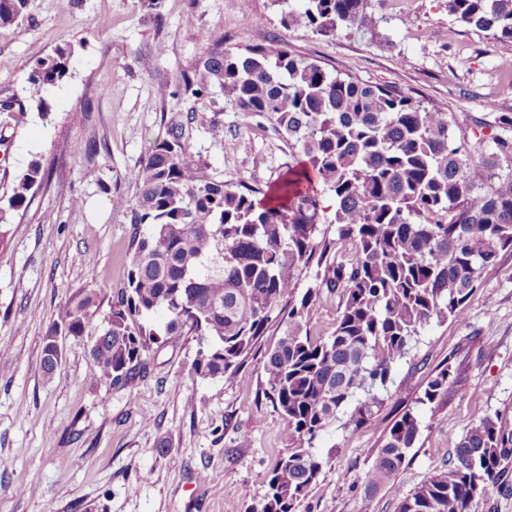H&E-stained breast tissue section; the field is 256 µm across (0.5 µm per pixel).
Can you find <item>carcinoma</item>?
<instances>
[{"mask_svg": "<svg viewBox=\"0 0 512 512\" xmlns=\"http://www.w3.org/2000/svg\"><path fill=\"white\" fill-rule=\"evenodd\" d=\"M284 28L304 27L336 37L353 29L380 36L371 0H280ZM28 0H0V28L23 18ZM462 23L512 41V0H448ZM69 45L40 60L28 77L35 89L71 75ZM179 88L193 97L219 89L247 118L267 121L301 167H288L277 200L245 181L211 178L192 159L183 128L173 125L134 174L139 187L131 223L148 233L132 240L124 286L101 298L73 297L63 327L45 336L42 368L55 373L60 353L51 337L94 332L91 357L98 381L123 388L145 373L148 355L170 336L193 334L202 344L194 371L235 378L269 324L288 323L266 353L264 394L288 424V448L267 475L259 512H295L325 460L313 443L337 418L361 427L383 400L374 393L409 351L411 339L432 322L457 319L483 272L512 248V140L493 138L477 171L472 145L446 113L423 107L393 87L332 75L286 46L224 47L214 35L193 75ZM44 179L39 162L14 177L0 204V248L8 215L30 202ZM338 239L320 235L324 207ZM352 245L351 253L338 246ZM323 269L298 292L311 264ZM340 299L331 336L311 334V316L323 292ZM109 313L97 324L103 300ZM456 372L442 366L420 402L448 393ZM419 421L401 413L384 433L366 488L394 486ZM512 472V421L486 417L460 439L450 462L432 470L399 501L398 512H470L472 500L506 484Z\"/></svg>", "mask_w": 512, "mask_h": 512, "instance_id": "1", "label": "carcinoma"}]
</instances>
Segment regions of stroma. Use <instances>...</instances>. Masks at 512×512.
<instances>
[{
    "mask_svg": "<svg viewBox=\"0 0 512 512\" xmlns=\"http://www.w3.org/2000/svg\"><path fill=\"white\" fill-rule=\"evenodd\" d=\"M381 39L355 31L326 38L284 28L273 0H162L160 17L138 0H28L25 17L0 29V101L18 108L0 145V197L40 162L46 179L9 220L0 250V512H249L288 446V425L263 390L264 354L284 336L271 325L242 379L191 373L199 343L179 337L126 388L97 382L90 336L60 335L55 376L41 367L43 339L82 289L110 293L126 277L136 227L134 174L171 124H182L212 178L276 185L294 163L269 124L246 120L220 92L195 98L177 85L222 32L225 47L287 45L326 70L396 87L436 106L468 139L491 144L498 113H512V78L500 63L512 41L463 25L447 0H373ZM69 44L72 76L32 106L27 76ZM223 141L232 150H220ZM81 208H74V201ZM459 382L418 404L442 365ZM361 428L339 415L316 440L329 464L296 512H397L451 458L480 419L512 417V250L487 268L457 320L416 336ZM415 407L420 432L394 487L366 489L387 428Z\"/></svg>",
    "mask_w": 512,
    "mask_h": 512,
    "instance_id": "1",
    "label": "stroma"
}]
</instances>
